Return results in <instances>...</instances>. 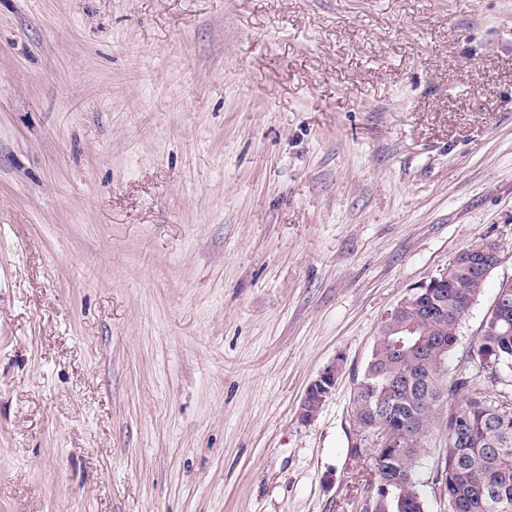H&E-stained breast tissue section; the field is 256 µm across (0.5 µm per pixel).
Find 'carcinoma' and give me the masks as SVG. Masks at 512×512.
<instances>
[{
  "label": "carcinoma",
  "mask_w": 512,
  "mask_h": 512,
  "mask_svg": "<svg viewBox=\"0 0 512 512\" xmlns=\"http://www.w3.org/2000/svg\"><path fill=\"white\" fill-rule=\"evenodd\" d=\"M476 277L458 256L427 298L428 306L446 311L444 321L426 323L409 308L399 319L400 330L382 331L375 342L352 401V415L366 423L378 420L388 437L367 444L380 459L376 483L384 485L373 492L371 483L363 484L371 512H427L418 486L437 424L447 448L438 458L435 481L452 512H512V286L498 288L469 349L476 370L501 389L475 392L469 373L450 377L446 370L459 326L482 292ZM404 377L415 380L410 390L388 391L389 383Z\"/></svg>",
  "instance_id": "carcinoma-1"
}]
</instances>
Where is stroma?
<instances>
[{"mask_svg":"<svg viewBox=\"0 0 512 512\" xmlns=\"http://www.w3.org/2000/svg\"><path fill=\"white\" fill-rule=\"evenodd\" d=\"M485 242L452 374L512 280V0H0V512H361L381 322ZM336 366L339 367L335 362L326 367L309 385L300 407L302 420L309 421L315 418L332 394L336 385Z\"/></svg>","mask_w":512,"mask_h":512,"instance_id":"35a3bbf8","label":"stroma"}]
</instances>
